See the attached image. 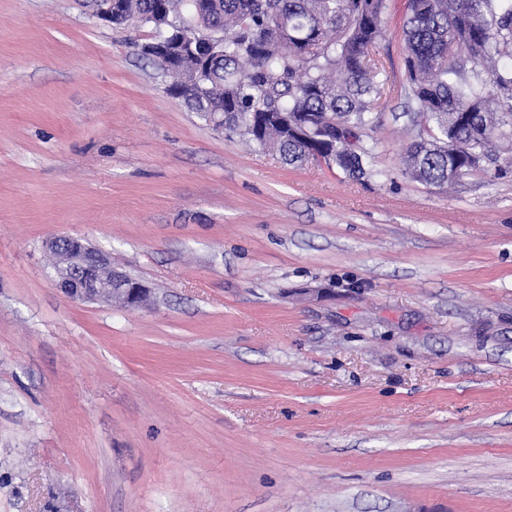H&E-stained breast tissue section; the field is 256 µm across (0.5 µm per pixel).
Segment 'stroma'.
<instances>
[{
  "mask_svg": "<svg viewBox=\"0 0 512 512\" xmlns=\"http://www.w3.org/2000/svg\"><path fill=\"white\" fill-rule=\"evenodd\" d=\"M405 0L352 178L215 131L84 0H0V512H512V173H402ZM73 235L151 290L54 285Z\"/></svg>",
  "mask_w": 512,
  "mask_h": 512,
  "instance_id": "obj_1",
  "label": "stroma"
}]
</instances>
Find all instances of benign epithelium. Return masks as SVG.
Segmentation results:
<instances>
[{
    "label": "benign epithelium",
    "mask_w": 512,
    "mask_h": 512,
    "mask_svg": "<svg viewBox=\"0 0 512 512\" xmlns=\"http://www.w3.org/2000/svg\"><path fill=\"white\" fill-rule=\"evenodd\" d=\"M221 43L219 38L206 35L190 43L188 50L214 55ZM142 52L155 59L166 73L183 49L162 41L143 45ZM48 248L56 258L55 286L68 297L101 304L118 300L130 308L140 307L148 300L150 289L145 284L112 266L105 253L81 239L61 235L51 239Z\"/></svg>",
    "instance_id": "benign-epithelium-1"
}]
</instances>
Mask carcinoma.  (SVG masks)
<instances>
[{
	"instance_id": "carcinoma-1",
	"label": "carcinoma",
	"mask_w": 512,
	"mask_h": 512,
	"mask_svg": "<svg viewBox=\"0 0 512 512\" xmlns=\"http://www.w3.org/2000/svg\"><path fill=\"white\" fill-rule=\"evenodd\" d=\"M112 21L148 26L175 42L221 33L223 55H185L184 101L220 112L224 131L286 164L317 153L348 176L364 174L381 86L371 52L385 39V0H124ZM407 91L419 133L403 174L445 188L512 140V0H407Z\"/></svg>"
}]
</instances>
